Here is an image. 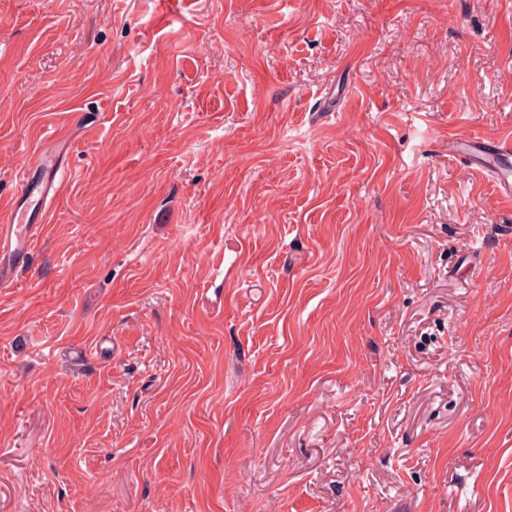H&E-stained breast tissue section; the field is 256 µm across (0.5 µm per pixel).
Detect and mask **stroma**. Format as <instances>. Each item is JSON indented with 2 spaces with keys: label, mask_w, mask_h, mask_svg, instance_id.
Instances as JSON below:
<instances>
[{
  "label": "stroma",
  "mask_w": 512,
  "mask_h": 512,
  "mask_svg": "<svg viewBox=\"0 0 512 512\" xmlns=\"http://www.w3.org/2000/svg\"><path fill=\"white\" fill-rule=\"evenodd\" d=\"M512 0H0V512H512ZM463 154L476 167L490 175L501 196L512 202V138H500L493 143L475 136L448 137V155ZM57 153L53 154L52 159H48L45 154H38L33 165L41 172V179L38 184V190L43 200V210L40 216H37L30 222V216H27L20 208L12 213L9 224L0 226V284L13 285L17 281L18 270L22 267L32 254L35 247L37 222L43 223L54 206L62 184L68 176V170L57 163ZM25 224V225H21Z\"/></svg>",
  "instance_id": "35a3bbf8"
}]
</instances>
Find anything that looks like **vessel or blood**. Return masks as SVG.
<instances>
[{
	"label": "vessel or blood",
	"mask_w": 512,
	"mask_h": 512,
	"mask_svg": "<svg viewBox=\"0 0 512 512\" xmlns=\"http://www.w3.org/2000/svg\"><path fill=\"white\" fill-rule=\"evenodd\" d=\"M449 155L462 154L470 158L476 167L487 172L494 187L507 201L512 202V138L487 142L475 136H450ZM34 166L41 172L38 190L44 211H51L68 170L47 155H37ZM37 233L29 216L22 210H14L9 223L0 226V284L16 282L18 270L31 255Z\"/></svg>",
	"instance_id": "1"
}]
</instances>
